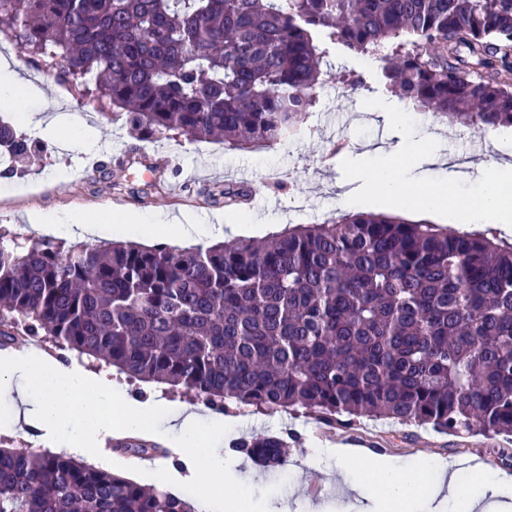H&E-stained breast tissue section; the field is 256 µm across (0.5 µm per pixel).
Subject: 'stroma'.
<instances>
[{
    "label": "stroma",
    "instance_id": "35a3bbf8",
    "mask_svg": "<svg viewBox=\"0 0 512 512\" xmlns=\"http://www.w3.org/2000/svg\"><path fill=\"white\" fill-rule=\"evenodd\" d=\"M361 74L366 82L355 93H346L344 73ZM380 57L331 50L327 59L320 104L307 120L305 131L280 147L228 151L217 142L147 139L134 137L121 124L108 122L94 102L68 96L53 78L44 77L40 99L0 103V113H37L52 106L53 125L37 124L43 151L19 162V172L0 176V235L5 240L41 236L35 216L45 213L75 214L89 224H104L116 215H131L142 224L154 216L188 217L196 224H235L242 212H250L246 236L267 237L288 224H312L341 209L338 194L354 189L364 195L365 209L385 212L380 195L373 191L371 169L379 159L398 151L415 128L443 153L471 154L466 131L433 121L415 112L409 124L386 123L384 112L393 110L395 97L377 80ZM83 125L87 137L65 144V127ZM135 150L152 159L169 158L165 186L156 193L132 195L113 189V160ZM242 181L252 189L244 208H227L214 200L225 183ZM112 393L121 400L158 401L173 406L194 405L193 395L182 389L162 390L125 377L109 376ZM18 401L0 395V448L41 450L52 445L42 427L29 432H9L3 424L17 410ZM225 441L240 437L283 436L294 432L300 439L288 444L285 471H268L247 457L224 467V492L233 494L248 485L250 512H359L365 500L344 484L339 463L332 453L338 446H362L400 461L438 458L472 476L477 463L489 461L492 470L512 477V438L482 433L445 435L428 427L402 425L383 418L362 417L332 425L313 415L293 411H256L250 406H229ZM148 440L163 442L172 460L162 467L183 495L197 492L196 466L184 456L174 439L151 432Z\"/></svg>",
    "mask_w": 512,
    "mask_h": 512
}]
</instances>
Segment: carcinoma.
<instances>
[{"label":"carcinoma","mask_w":512,"mask_h":512,"mask_svg":"<svg viewBox=\"0 0 512 512\" xmlns=\"http://www.w3.org/2000/svg\"><path fill=\"white\" fill-rule=\"evenodd\" d=\"M0 34L140 137L274 148L316 107L336 44H391L380 80L415 112L512 129V0H0ZM36 145L0 120V151ZM250 194L219 191L226 206ZM18 330L216 412L512 437V243L492 228L336 211L208 247L31 237L0 246V347ZM228 452L282 468L288 442ZM0 512L194 508L65 452L0 448Z\"/></svg>","instance_id":"obj_1"}]
</instances>
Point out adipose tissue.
<instances>
[{
    "instance_id": "1",
    "label": "adipose tissue",
    "mask_w": 512,
    "mask_h": 512,
    "mask_svg": "<svg viewBox=\"0 0 512 512\" xmlns=\"http://www.w3.org/2000/svg\"><path fill=\"white\" fill-rule=\"evenodd\" d=\"M450 164L449 158L426 148L424 143L410 140L390 164L373 171L372 179L388 196L392 214L433 213L446 206L455 188L456 178L448 172ZM469 185L464 201L465 223L512 224L511 167L496 162L481 165ZM22 383L35 386L38 401L34 416L39 425L50 430L59 448L90 455L100 434L111 427L144 430L164 419L171 422L180 447L195 454L198 512H236L238 501L250 494L249 486L243 485L233 497L224 495V457L218 451L224 440L223 417L206 419L199 407L176 409L165 402L114 404L112 387L105 379L89 371L66 370L34 349L0 358V391H11ZM359 456L355 448L336 451L337 460L345 464V481L362 489L370 501L367 512H376L374 505L382 499L411 507L443 487L448 490V512H470L480 499L479 487L460 481L458 472L446 471L435 460L373 461L361 477L347 466L348 461Z\"/></svg>"
}]
</instances>
